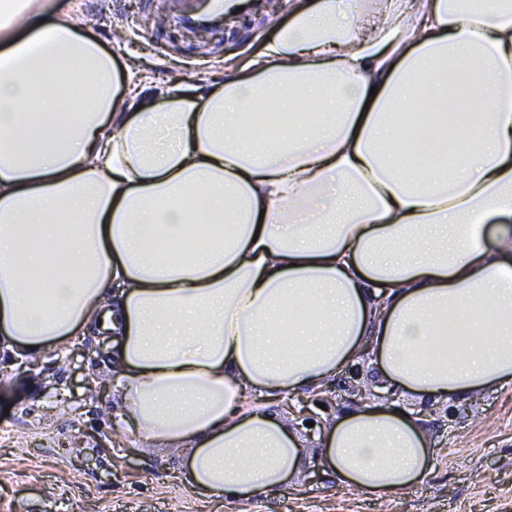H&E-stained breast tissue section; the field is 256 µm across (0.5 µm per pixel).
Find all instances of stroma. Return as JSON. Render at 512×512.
Returning a JSON list of instances; mask_svg holds the SVG:
<instances>
[{"label":"stroma","instance_id":"35a3bbf8","mask_svg":"<svg viewBox=\"0 0 512 512\" xmlns=\"http://www.w3.org/2000/svg\"><path fill=\"white\" fill-rule=\"evenodd\" d=\"M75 3L82 17L97 19L82 34L112 54L122 78L160 89L182 76L194 93L222 84L227 54L257 53L288 18L284 10L244 14L200 41L171 26L144 27L160 13H178V0H54L55 17ZM120 21L128 38L119 45L112 29ZM361 367V381L344 372L322 392V421L359 408L358 389L384 400L377 368L366 360ZM117 373L114 356L92 335L31 363L0 358V512H55L60 505L68 512H512V386L424 403L437 465L392 500L337 486L313 448L298 487L227 501L200 496L186 483L185 450L116 433Z\"/></svg>","mask_w":512,"mask_h":512}]
</instances>
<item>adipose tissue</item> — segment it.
Masks as SVG:
<instances>
[{"instance_id":"adipose-tissue-1","label":"adipose tissue","mask_w":512,"mask_h":512,"mask_svg":"<svg viewBox=\"0 0 512 512\" xmlns=\"http://www.w3.org/2000/svg\"><path fill=\"white\" fill-rule=\"evenodd\" d=\"M77 27L0 0V352L96 332L118 425L230 498L303 468L269 400L362 358L413 399L512 385V0H288L249 75L135 86L129 113ZM321 455L382 500L436 463L385 403L337 417Z\"/></svg>"}]
</instances>
